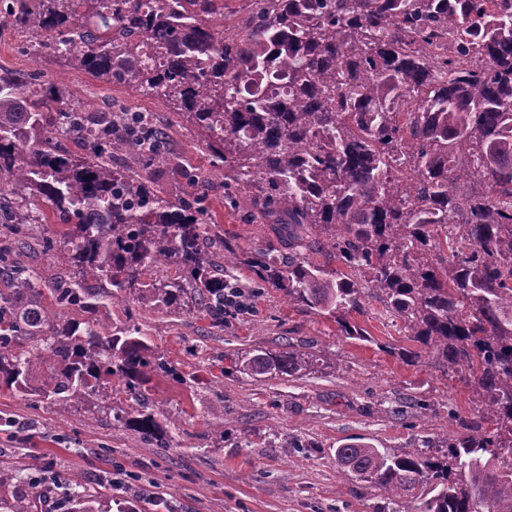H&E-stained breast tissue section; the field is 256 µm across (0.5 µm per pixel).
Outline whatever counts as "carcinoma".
I'll list each match as a JSON object with an SVG mask.
<instances>
[{
	"mask_svg": "<svg viewBox=\"0 0 512 512\" xmlns=\"http://www.w3.org/2000/svg\"><path fill=\"white\" fill-rule=\"evenodd\" d=\"M142 2L0 0V36L149 91L196 130L224 171V204L248 191L273 225L245 260L256 288L364 341L352 317L373 294L420 347L397 350L404 363L429 354L474 377L492 429L399 456L347 444L346 475L392 504L421 487L406 512H512V0H247L230 23L224 0ZM167 161L150 114L0 68V387L94 408L122 393L136 416L113 417L156 448L171 436L141 397L180 370L136 326L102 335L101 316L132 296L222 325L227 286L210 181L180 167L187 191L170 196L147 176ZM46 208L64 231L39 246L69 270L50 280L19 260ZM314 361L259 349L238 372L296 378ZM73 485L71 512H111ZM35 508L22 491L0 497V512Z\"/></svg>",
	"mask_w": 512,
	"mask_h": 512,
	"instance_id": "1",
	"label": "carcinoma"
}]
</instances>
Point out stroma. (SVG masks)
<instances>
[{
    "mask_svg": "<svg viewBox=\"0 0 512 512\" xmlns=\"http://www.w3.org/2000/svg\"><path fill=\"white\" fill-rule=\"evenodd\" d=\"M0 67L21 75L40 70L74 98L150 113L166 129L172 157L209 178L211 230L225 251L245 257L271 235L269 225L255 222L247 195L225 206L210 150L193 129L173 123L158 99L98 82L47 51L24 53L9 34L0 36ZM224 276L244 289L250 310L225 317L220 328L204 314L170 316L146 301L111 308L108 332L136 324L185 376L181 383L154 377L145 390L158 421L177 424L172 447H146L112 415H92L83 405L36 406L25 394L0 390V477L47 471L33 494L55 501L77 475L85 486L109 487L112 499L137 512H377L384 505L378 492L340 474L338 446L369 443L399 454L411 438L441 439L479 422L465 375L442 374L428 358L410 366L392 355L409 340L378 299L366 298L356 318L371 335L359 341L341 336L329 319L296 311L282 292L254 288L242 265L226 266ZM287 346L314 348L319 360L288 380L234 370L255 349ZM221 418L233 428L225 438L214 434ZM116 469L129 476L131 490L110 488ZM149 485L157 501L136 497Z\"/></svg>",
    "mask_w": 512,
    "mask_h": 512,
    "instance_id": "1",
    "label": "stroma"
}]
</instances>
